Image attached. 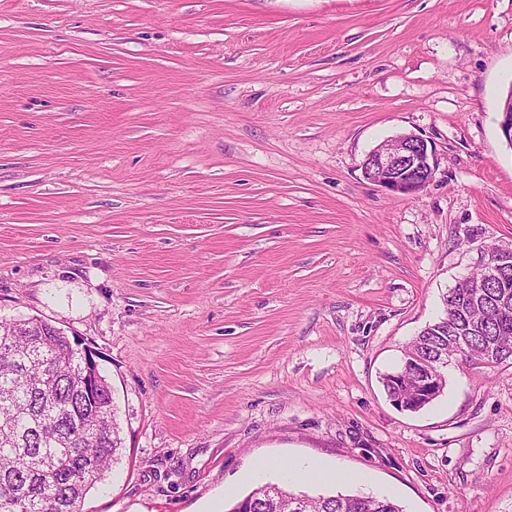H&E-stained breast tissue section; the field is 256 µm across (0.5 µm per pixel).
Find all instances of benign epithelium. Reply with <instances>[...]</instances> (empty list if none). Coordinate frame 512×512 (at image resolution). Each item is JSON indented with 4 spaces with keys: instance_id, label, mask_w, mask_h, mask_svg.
<instances>
[{
    "instance_id": "benign-epithelium-1",
    "label": "benign epithelium",
    "mask_w": 512,
    "mask_h": 512,
    "mask_svg": "<svg viewBox=\"0 0 512 512\" xmlns=\"http://www.w3.org/2000/svg\"><path fill=\"white\" fill-rule=\"evenodd\" d=\"M499 129L504 140L512 146V82L500 101ZM438 166L439 158L433 146L415 134L405 133L371 150L362 164V174L367 181L393 194L412 196L427 188ZM506 266L512 267V249L492 250L485 264V278L468 283V287L482 292ZM410 370L417 371L421 377L420 398L436 397L441 389L436 370L420 359L406 362L401 373Z\"/></svg>"
}]
</instances>
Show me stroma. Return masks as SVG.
Masks as SVG:
<instances>
[{
    "label": "stroma",
    "instance_id": "35a3bbf8",
    "mask_svg": "<svg viewBox=\"0 0 512 512\" xmlns=\"http://www.w3.org/2000/svg\"><path fill=\"white\" fill-rule=\"evenodd\" d=\"M512 0H0V320L91 348L122 452L83 512H224L263 459L512 512V364L381 378L512 247ZM431 143L433 182H367ZM499 129L502 137L512 146V85L503 95L500 101ZM438 166L433 146L415 134L405 133L371 150L362 164V174L393 194L412 196L427 188ZM410 370H417L416 372L421 377V393L420 399H432L436 397L441 389V383L439 378L435 376L436 370L431 367V365L427 361H423L420 359H414L412 361H406L404 368L399 372L404 375ZM398 373V374H399ZM445 385V375L442 373V389L443 391ZM383 384L387 391L389 397H402L406 398L408 402H411L415 405H420L421 408L429 404L430 402L426 401H418L415 396V380L412 378H400V379H392L389 374L385 375L383 378ZM420 408V409H421Z\"/></svg>",
    "mask_w": 512,
    "mask_h": 512
}]
</instances>
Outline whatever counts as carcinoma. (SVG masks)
<instances>
[{
	"mask_svg": "<svg viewBox=\"0 0 512 512\" xmlns=\"http://www.w3.org/2000/svg\"><path fill=\"white\" fill-rule=\"evenodd\" d=\"M458 285L443 297L444 316L410 343L404 359L466 349V362L512 360V304L499 289L468 297ZM383 384L390 397L418 401L415 380ZM112 392L87 373L67 337L32 319L0 321V512H82V502L121 449ZM228 512H403L366 494L294 493L267 483Z\"/></svg>",
	"mask_w": 512,
	"mask_h": 512,
	"instance_id": "cac0c4a2",
	"label": "carcinoma"
}]
</instances>
